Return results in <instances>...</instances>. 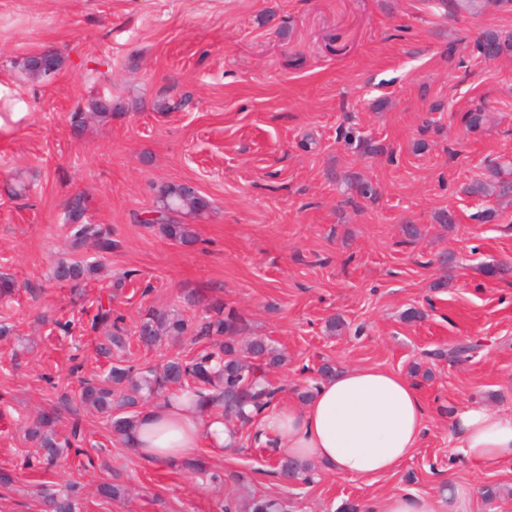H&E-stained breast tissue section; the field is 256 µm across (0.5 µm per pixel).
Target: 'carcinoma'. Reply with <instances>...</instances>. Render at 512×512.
<instances>
[{
    "label": "carcinoma",
    "instance_id": "carcinoma-1",
    "mask_svg": "<svg viewBox=\"0 0 512 512\" xmlns=\"http://www.w3.org/2000/svg\"><path fill=\"white\" fill-rule=\"evenodd\" d=\"M453 15L461 12L479 14L489 6L506 8L512 0H440ZM475 50L486 61L512 56V36L495 30H485L475 41ZM111 113L97 108L96 101L77 105L72 122L80 127L90 118L106 119ZM350 196L346 203L357 205V199H372L373 186L359 178L349 182ZM467 193L480 197H512V179L503 173L498 164L489 168V176L473 182ZM156 208L165 215L156 220L162 234L170 240L188 245L197 241V233L189 219L203 215L209 209V201L201 194L189 192L182 183L163 184L157 190ZM87 197L81 193L71 195L66 202V213L71 225L70 247L79 251L85 246L96 251L109 252L115 246L110 232L100 224L86 220ZM97 275V267L84 260L60 259L51 268L52 278L66 284L81 295L88 282ZM91 330L102 334L98 343L99 355L110 359L112 351L124 352L130 345L128 330L123 318L114 314L112 298L98 302L91 319ZM189 324L177 310L158 311L151 307L141 313L136 327L137 344L153 348L163 340L178 343L187 334ZM247 330L244 316L226 306L221 299H212L205 314L198 319L194 329V342L209 340L215 336L221 343L211 350H204L191 358L180 355L169 357L161 367L140 368L130 360L120 357L111 364L102 378L82 380L80 400L84 405L108 415L112 433L124 443L130 442V433L137 423L138 408L149 399L164 396L173 400L193 396L222 411L225 417L236 419L240 425L253 422L266 407L272 405L278 389L266 379V370L282 362L280 354L262 338H254L245 351L238 349V337ZM57 415L43 411L24 427V437L41 448L39 463L51 475L72 443L81 441L82 422L74 419L68 436L60 439L53 429ZM311 465L280 454L271 474L279 480L308 481ZM46 512H77V492L74 487L60 492L54 482L43 483ZM251 512H284L280 502L260 496L252 499Z\"/></svg>",
    "mask_w": 512,
    "mask_h": 512
}]
</instances>
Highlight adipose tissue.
Here are the masks:
<instances>
[{"label":"adipose tissue","mask_w":512,"mask_h":512,"mask_svg":"<svg viewBox=\"0 0 512 512\" xmlns=\"http://www.w3.org/2000/svg\"><path fill=\"white\" fill-rule=\"evenodd\" d=\"M452 455L481 466L512 464V411L472 401L448 414ZM428 408L418 389L398 372L346 369L318 383L301 404L273 406L258 417L255 443L340 477L392 474L425 437ZM234 438L223 416L200 402L145 406L131 441L155 464L188 459L202 448H225ZM471 486L452 482L442 499L414 491L365 502L366 512H467Z\"/></svg>","instance_id":"obj_1"}]
</instances>
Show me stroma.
<instances>
[{
  "mask_svg": "<svg viewBox=\"0 0 512 512\" xmlns=\"http://www.w3.org/2000/svg\"><path fill=\"white\" fill-rule=\"evenodd\" d=\"M487 29L512 33V10L453 17L435 0H0V273L18 285L0 299V322L14 328L0 337V473L11 478L0 512H44L43 476L31 466L39 450L23 428L53 406L59 434L83 423L82 451L65 454L56 477L78 483L82 512H242L254 494L286 512H338L405 490L438 498L450 480L475 487L468 512H512V465L449 461L443 415L474 400L512 408V202L464 192L491 164L512 161V59L474 53ZM44 50L62 65L29 81L20 63ZM102 95L111 118L73 127L74 107ZM160 100L168 110H156ZM479 105L484 124L467 129L462 117ZM357 138L380 152L359 151ZM18 175L22 198L12 193ZM351 176L371 181L376 199L344 205ZM172 182L195 184L211 205L190 246L146 221L157 186ZM79 192L87 219L110 228L111 252L70 248L65 204ZM488 209L496 216L482 221ZM443 210L456 224L437 223ZM406 224L418 226L415 242ZM73 256L101 265L80 298L49 278L54 261ZM122 274L113 306L130 330L149 307L195 321L202 310L184 307L187 290L236 308L250 335L283 355L268 379L284 399L319 381L326 363L407 376L435 412L425 440L396 473L366 480L318 467L312 482L284 485L245 428L237 447L199 449L198 469L147 462L80 403L81 378L110 366L90 320ZM412 309L419 318H408ZM461 344L477 350L448 358ZM105 482L124 498L102 497ZM489 486L496 498L485 497Z\"/></svg>",
  "mask_w": 512,
  "mask_h": 512,
  "instance_id": "stroma-1",
  "label": "stroma"
}]
</instances>
